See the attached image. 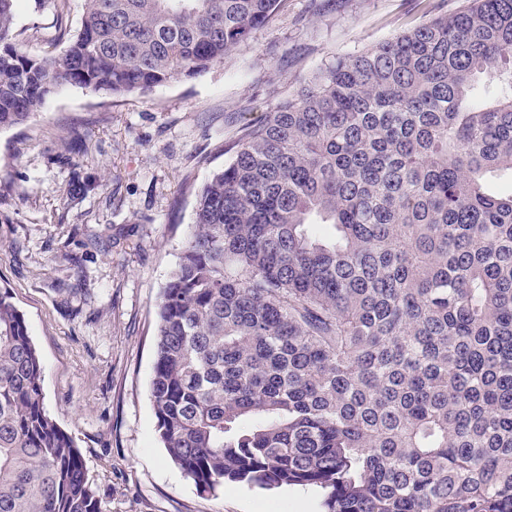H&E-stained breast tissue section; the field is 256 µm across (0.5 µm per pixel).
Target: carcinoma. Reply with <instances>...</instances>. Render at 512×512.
Segmentation results:
<instances>
[{
  "label": "carcinoma",
  "mask_w": 512,
  "mask_h": 512,
  "mask_svg": "<svg viewBox=\"0 0 512 512\" xmlns=\"http://www.w3.org/2000/svg\"><path fill=\"white\" fill-rule=\"evenodd\" d=\"M0 0V129L64 87L147 92L224 62L280 0H83L64 53ZM156 304L151 397L203 493L325 512H512V0L340 57L224 146ZM0 291V512H101Z\"/></svg>",
  "instance_id": "cac0c4a2"
}]
</instances>
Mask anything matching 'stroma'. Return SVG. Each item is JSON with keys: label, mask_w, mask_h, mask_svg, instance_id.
Instances as JSON below:
<instances>
[{"label": "stroma", "mask_w": 512, "mask_h": 512, "mask_svg": "<svg viewBox=\"0 0 512 512\" xmlns=\"http://www.w3.org/2000/svg\"><path fill=\"white\" fill-rule=\"evenodd\" d=\"M461 0H281L224 62L145 93L67 87L0 130V290L43 365L44 407L79 448L102 512H324L311 487L200 492L166 455L150 384L156 303L224 144L320 68ZM82 0L15 25L38 56L63 51Z\"/></svg>", "instance_id": "1"}]
</instances>
